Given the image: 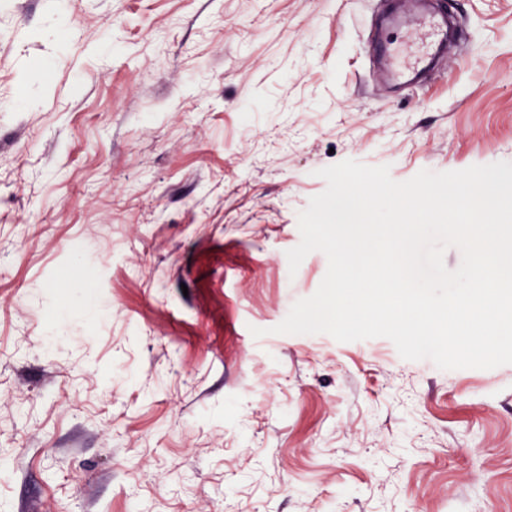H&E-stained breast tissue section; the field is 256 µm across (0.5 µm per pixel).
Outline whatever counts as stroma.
I'll return each instance as SVG.
<instances>
[{
	"label": "stroma",
	"mask_w": 512,
	"mask_h": 512,
	"mask_svg": "<svg viewBox=\"0 0 512 512\" xmlns=\"http://www.w3.org/2000/svg\"><path fill=\"white\" fill-rule=\"evenodd\" d=\"M434 2L412 86L390 0L0 9V512H512V364L274 331L318 170L512 162V0ZM416 25L422 32L423 49L408 61H401L396 53L392 55V75L402 83L413 81L438 49L448 41V21L440 12L431 11L418 15Z\"/></svg>",
	"instance_id": "35a3bbf8"
}]
</instances>
